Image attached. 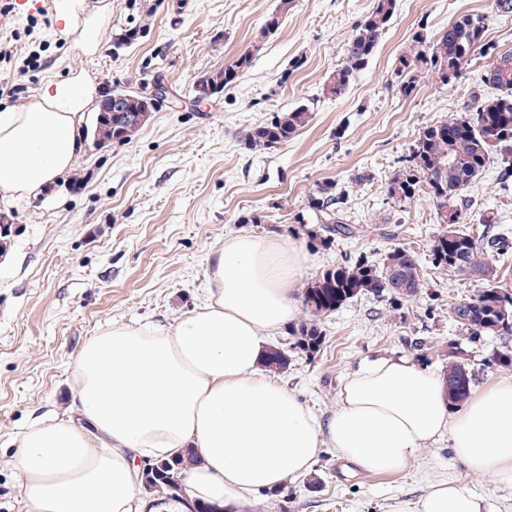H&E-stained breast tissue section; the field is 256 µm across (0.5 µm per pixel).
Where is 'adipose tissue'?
<instances>
[{
	"mask_svg": "<svg viewBox=\"0 0 512 512\" xmlns=\"http://www.w3.org/2000/svg\"><path fill=\"white\" fill-rule=\"evenodd\" d=\"M103 12L59 0L56 21L87 53L104 38ZM95 87L84 72L49 79L22 104L0 103V204L26 203L63 182L82 149ZM309 258L296 244L225 236L209 257L207 302L174 323L115 322L73 358L81 423H39L13 456L27 512H141L138 459L189 448L192 501L251 512L254 496L307 473L330 446L366 474L409 466L447 437L473 472L512 491V380L451 406L444 379L406 359L354 372L327 418L261 375L272 336L299 312ZM416 512H485L466 484L438 480Z\"/></svg>",
	"mask_w": 512,
	"mask_h": 512,
	"instance_id": "1",
	"label": "adipose tissue"
}]
</instances>
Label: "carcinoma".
<instances>
[{
    "label": "carcinoma",
    "instance_id": "carcinoma-1",
    "mask_svg": "<svg viewBox=\"0 0 512 512\" xmlns=\"http://www.w3.org/2000/svg\"><path fill=\"white\" fill-rule=\"evenodd\" d=\"M398 0H373L371 11L355 27L347 42L343 64L329 77L326 92L340 97L349 90L352 78L362 70L377 50L387 26L397 11ZM484 18L465 14L450 24L448 30L430 39L424 32L412 36L411 48L395 61L400 78V91L409 95L424 70L431 71L441 83L449 84L461 77L472 53L490 54L496 47L484 43ZM251 52L240 55L231 64L201 77L192 94L213 89H225L235 83L251 64ZM483 85L498 91L468 107L466 116L450 117L425 127L416 139L411 154L412 168L394 176L388 185V195L398 202L414 199L423 190L433 199L437 223L443 225L433 236L431 259L435 267L458 276L483 278L489 270L486 259L492 248L500 257L509 256L506 236L486 239L476 229L466 226V217L457 206L466 188L485 170L489 156L512 146V51L499 53L481 74ZM145 96L122 92L112 100V111L123 112L128 120L120 125L122 141H131L145 122L138 114L145 108ZM311 119L306 105H299L267 123L249 129L242 136L244 148L261 153L288 142ZM320 221L328 232L339 238L349 237L354 228L336 219V213L316 202ZM422 288L420 262L408 248H393L374 264L367 260L340 264L321 273L307 288L303 303L309 321L295 335L293 348L312 354L324 341L319 326L321 317L335 311L346 301L360 294H388L396 300L415 297ZM469 305L458 315V303L449 305L448 314L458 328L476 340L484 334L512 335V285L498 280L467 299ZM448 387L453 389L450 403H462L470 393L472 373L464 364L448 361ZM197 462L193 451L185 448L167 459L155 460L143 488L166 500H176L183 472Z\"/></svg>",
    "mask_w": 512,
    "mask_h": 512
}]
</instances>
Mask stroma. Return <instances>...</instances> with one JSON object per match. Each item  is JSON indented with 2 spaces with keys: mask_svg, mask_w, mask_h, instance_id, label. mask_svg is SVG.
<instances>
[{
  "mask_svg": "<svg viewBox=\"0 0 512 512\" xmlns=\"http://www.w3.org/2000/svg\"><path fill=\"white\" fill-rule=\"evenodd\" d=\"M106 7L100 49L85 54L77 36L63 35L50 0L0 15V83L22 84L31 96L48 79L82 70L99 91L148 94L163 82L167 97L128 143L96 146L86 139L58 195L7 208L12 225L0 257V512H25L10 458L34 424L64 416L73 393L72 362L92 336L115 321L172 323L208 298L209 254L231 234L279 236L309 256L307 280L348 259L378 261L394 247L415 251L423 286L396 301L366 295L325 316L317 354L273 337L288 364L274 371L318 417L335 410L345 377L383 357H405L445 373L456 357L472 374L473 392L512 378L501 353L512 335L471 340L448 314L450 303L477 294L479 281L455 277L430 260L440 231L428 195L389 198L391 178L410 164L424 127L464 116L474 96L491 95L480 81L490 57L475 56L461 78L445 85L419 75L400 92L395 60L412 34L447 29L460 15L484 17L485 40L512 50V14L495 0H398L369 64L346 95L325 82L342 63L356 24L373 0H292L274 33H266L278 0H82ZM134 41L123 42L128 30ZM251 53L250 67L222 95L198 108L186 98L197 80ZM39 61L18 69L29 54ZM298 69H291L294 59ZM307 104L312 118L283 145L245 150L241 136L277 112ZM329 187L333 209L355 236L327 239L314 202ZM471 225L487 210L498 221L488 238L512 233V151L494 155L463 193ZM467 483L489 512H512V492L491 474L469 471L440 440L405 470L367 475L323 448L310 471L262 492L253 512H412L440 478Z\"/></svg>",
  "mask_w": 512,
  "mask_h": 512,
  "instance_id": "1",
  "label": "stroma"
}]
</instances>
